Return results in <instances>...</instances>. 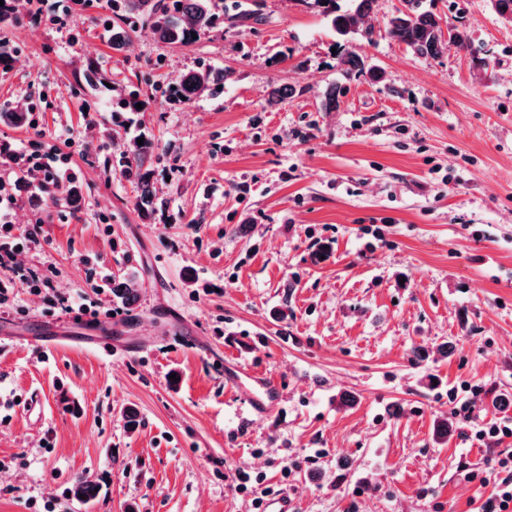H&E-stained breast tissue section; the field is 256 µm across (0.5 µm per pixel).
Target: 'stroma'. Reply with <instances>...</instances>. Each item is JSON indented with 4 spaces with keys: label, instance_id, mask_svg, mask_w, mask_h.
I'll return each mask as SVG.
<instances>
[{
    "label": "stroma",
    "instance_id": "35a3bbf8",
    "mask_svg": "<svg viewBox=\"0 0 512 512\" xmlns=\"http://www.w3.org/2000/svg\"><path fill=\"white\" fill-rule=\"evenodd\" d=\"M400 6L376 0L372 37L344 42L319 0H234L189 45L142 25L120 52L111 0L63 26L28 8L0 21V110L36 119L1 118L0 143L57 148L71 174L51 191L0 167L17 229L48 240L0 270V512L53 496L57 512H252L266 489L297 512H478L488 459L512 452L473 436L512 417V22L490 0H436L466 45L426 60L385 31ZM348 50L363 74L341 71ZM202 65L228 71L223 88L172 104ZM273 85L291 90L277 105ZM132 90L167 202L149 219L112 123ZM95 272L134 281L137 303ZM32 274L103 309L100 337L32 294ZM50 330L67 343L36 344ZM228 365L274 380L277 409L250 414ZM81 476L101 486L88 508L66 495Z\"/></svg>",
    "mask_w": 512,
    "mask_h": 512
}]
</instances>
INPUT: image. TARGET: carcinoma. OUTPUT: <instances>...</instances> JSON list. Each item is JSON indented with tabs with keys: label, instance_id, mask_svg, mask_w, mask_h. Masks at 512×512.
<instances>
[{
	"label": "carcinoma",
	"instance_id": "1",
	"mask_svg": "<svg viewBox=\"0 0 512 512\" xmlns=\"http://www.w3.org/2000/svg\"><path fill=\"white\" fill-rule=\"evenodd\" d=\"M324 1L331 6L334 13L332 25L336 34L343 39L360 32L376 2L352 0V7L339 13L336 0H317L319 3ZM401 2L402 8L387 18L385 29L391 38L404 44L415 55L435 59L443 54L450 42L465 46L458 29L450 28L448 32H443L442 18L431 6L434 0ZM112 12L117 18V24L112 26V49L115 51L124 48L137 22L144 18L150 19L151 33L157 41L184 46L193 41V36L216 28L224 15V0H172L170 4L163 3V0H112ZM339 65L348 76L365 68L363 58L354 52L345 53ZM228 76L226 71L217 72L210 68L190 72L172 90L171 100L178 104L188 103ZM137 104L138 95L134 91L120 99L118 105L126 113L123 124L135 122L133 115L137 114ZM139 137L144 139L143 145L133 143V151L124 160L123 172L136 183L142 215L148 218L163 208L164 201L152 182L151 169L146 167L153 158V142L143 133ZM112 297L130 306L136 301L137 295L131 281L125 280L112 283ZM98 493L99 484L89 477L77 478L70 487V496L82 506L89 505Z\"/></svg>",
	"mask_w": 512,
	"mask_h": 512
}]
</instances>
